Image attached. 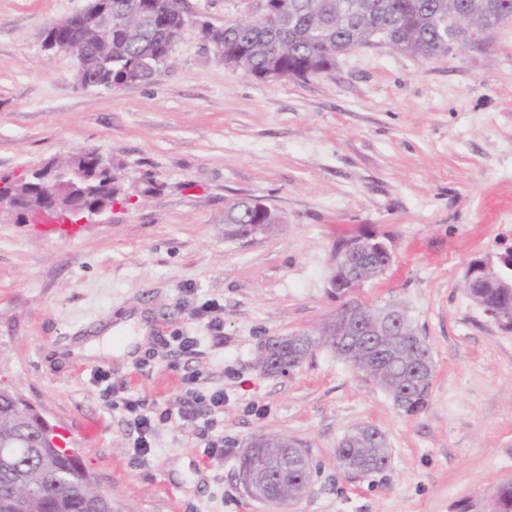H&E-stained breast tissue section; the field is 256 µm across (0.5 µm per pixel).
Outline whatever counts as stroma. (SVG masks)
Masks as SVG:
<instances>
[{
  "instance_id": "35a3bbf8",
  "label": "stroma",
  "mask_w": 512,
  "mask_h": 512,
  "mask_svg": "<svg viewBox=\"0 0 512 512\" xmlns=\"http://www.w3.org/2000/svg\"><path fill=\"white\" fill-rule=\"evenodd\" d=\"M84 4L0 0V175L94 150L121 185L120 204L72 236L0 214V388L55 426L121 512H488L512 480V332L470 300L465 273L512 247V23L479 51L360 47L277 82L226 69L190 27L154 81L93 93L74 57L40 40ZM254 4L187 0L217 26ZM243 198L276 209L278 230L225 240L224 209ZM366 233L393 260L351 299L404 305L433 354L413 414L325 347L287 374L255 367L269 337L319 335L342 303L336 247ZM139 310L151 316L140 355L113 356L117 336L69 360L106 319ZM189 376L223 393L217 427L160 426L134 461L124 399L177 407ZM362 425L383 432L390 462L349 482L334 453ZM259 435L309 450L302 497L245 494L236 458Z\"/></svg>"
}]
</instances>
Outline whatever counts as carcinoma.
<instances>
[{"mask_svg":"<svg viewBox=\"0 0 512 512\" xmlns=\"http://www.w3.org/2000/svg\"><path fill=\"white\" fill-rule=\"evenodd\" d=\"M131 0H112L123 10L120 29L112 36V80L94 82L90 91H110L123 86L125 69L140 58L174 54L172 36L176 16L157 2L150 26L142 25L136 11L125 8ZM286 9L274 20L260 25L237 21L222 28L224 42L248 47L245 73L257 79L276 66L278 73L304 79L327 73L336 65L333 55L349 42L359 44L371 37L382 41L388 32L405 29L393 49L432 57L448 54V13L469 12L474 25L481 23L488 5L512 13V0H284ZM63 173L53 178L60 193L80 190L91 200L114 201L120 192L112 162L93 156L78 171L61 162ZM235 215L242 224L225 217L224 238L238 240L272 233L281 216L271 208L261 212L258 202L237 201ZM470 299L495 309L512 331V290L481 274L474 276ZM390 336H337L333 329L320 338L307 334L275 337L265 342L257 366L263 374H279L299 367L318 344L327 345L336 356L351 363L357 349L368 356V365L355 369L384 389L398 409L417 412L425 402L434 374V360L426 339L405 312L394 308ZM59 434L44 429L35 410L12 391L0 388V452L13 459L0 464V512H113L112 494L98 487L86 471H78L66 450L56 442ZM259 450L240 453L237 472L269 468L276 500L296 498V488L311 480L310 456H301L302 443L286 436H262ZM336 465L345 479L361 481L384 470L390 460L384 434L373 425H363L344 435L335 452ZM487 512H512V481L499 484Z\"/></svg>","mask_w":512,"mask_h":512,"instance_id":"1","label":"carcinoma"}]
</instances>
